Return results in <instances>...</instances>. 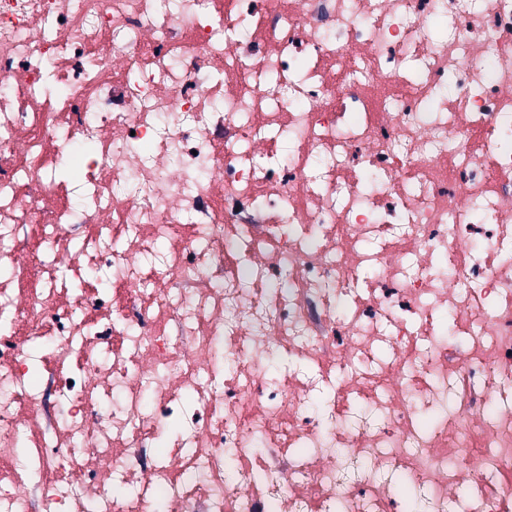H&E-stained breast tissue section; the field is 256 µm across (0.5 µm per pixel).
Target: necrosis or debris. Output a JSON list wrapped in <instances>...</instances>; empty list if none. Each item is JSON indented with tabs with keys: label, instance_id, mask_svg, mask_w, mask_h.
Returning <instances> with one entry per match:
<instances>
[{
	"label": "necrosis or debris",
	"instance_id": "necrosis-or-debris-1",
	"mask_svg": "<svg viewBox=\"0 0 512 512\" xmlns=\"http://www.w3.org/2000/svg\"><path fill=\"white\" fill-rule=\"evenodd\" d=\"M0 388V512H512V0H0Z\"/></svg>",
	"mask_w": 512,
	"mask_h": 512
}]
</instances>
